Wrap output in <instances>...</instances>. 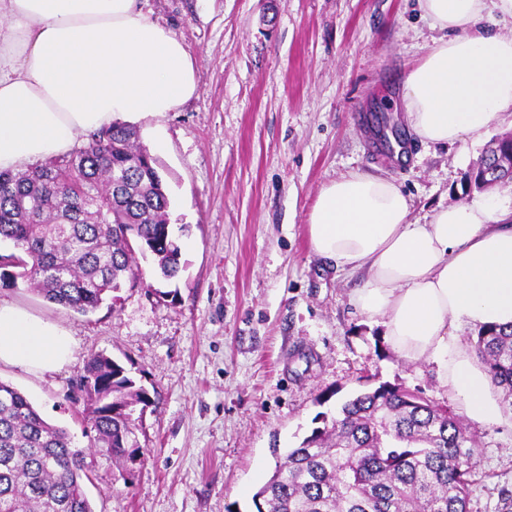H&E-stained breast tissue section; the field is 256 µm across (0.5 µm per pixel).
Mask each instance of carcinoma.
I'll list each match as a JSON object with an SVG mask.
<instances>
[{"instance_id": "1", "label": "carcinoma", "mask_w": 512, "mask_h": 512, "mask_svg": "<svg viewBox=\"0 0 512 512\" xmlns=\"http://www.w3.org/2000/svg\"><path fill=\"white\" fill-rule=\"evenodd\" d=\"M512 183V139L493 138L467 176L481 192ZM170 200L136 126L116 122L83 146L25 172H0V241L31 291L87 315L144 283L141 260L172 280L185 269L171 237ZM472 349L512 408V331L480 330ZM90 448L45 421L0 382V512H93L83 489L96 456L128 468L144 461L134 413L152 401L125 369L92 354L79 380ZM255 494L257 512H467L474 438L460 420L416 392L382 384L322 415Z\"/></svg>"}]
</instances>
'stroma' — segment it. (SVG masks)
I'll return each mask as SVG.
<instances>
[{
    "instance_id": "stroma-1",
    "label": "stroma",
    "mask_w": 512,
    "mask_h": 512,
    "mask_svg": "<svg viewBox=\"0 0 512 512\" xmlns=\"http://www.w3.org/2000/svg\"><path fill=\"white\" fill-rule=\"evenodd\" d=\"M195 60L199 94L138 121L171 201L188 266L151 276L81 315L0 280V301L58 322L69 363L0 381L87 449L76 383L88 358L120 362L152 400L137 432L144 463L120 476L98 457L94 512H256L254 494L318 414L391 384L461 414L428 361L402 358L353 303L363 273H338L310 247L320 189L360 172L393 180L411 219L479 199L464 176L484 146L421 142L394 128V99L434 36L417 0H139ZM154 292H147V285ZM477 444L468 512H512V411L468 421Z\"/></svg>"
}]
</instances>
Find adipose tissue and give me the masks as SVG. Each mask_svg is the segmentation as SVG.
<instances>
[{
  "label": "adipose tissue",
  "instance_id": "ef3b65f1",
  "mask_svg": "<svg viewBox=\"0 0 512 512\" xmlns=\"http://www.w3.org/2000/svg\"><path fill=\"white\" fill-rule=\"evenodd\" d=\"M439 36L404 81L421 141H479L512 112V38L494 33L512 0H417ZM194 60L137 0H0V170L66 153L81 131L177 110L196 96ZM393 181L351 173L320 191L313 252L367 279L355 294L404 359L433 362L465 415L497 422L500 404L453 332L512 326V202L475 200L410 221ZM69 331L0 303V366L51 373L69 361Z\"/></svg>",
  "mask_w": 512,
  "mask_h": 512
}]
</instances>
